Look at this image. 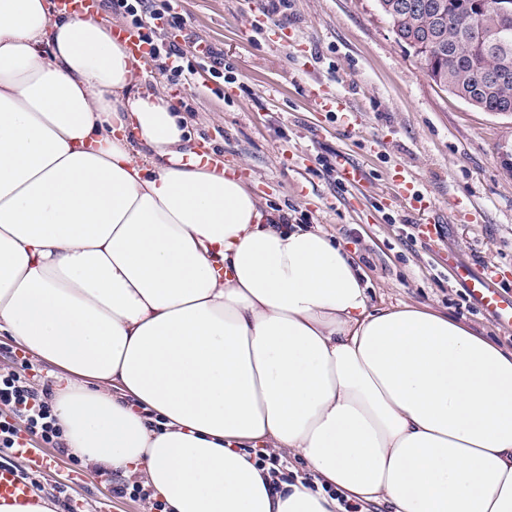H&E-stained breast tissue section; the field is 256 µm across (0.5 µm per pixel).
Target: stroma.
Returning a JSON list of instances; mask_svg holds the SVG:
<instances>
[{
  "label": "stroma",
  "mask_w": 512,
  "mask_h": 512,
  "mask_svg": "<svg viewBox=\"0 0 512 512\" xmlns=\"http://www.w3.org/2000/svg\"><path fill=\"white\" fill-rule=\"evenodd\" d=\"M180 9L183 49L199 37L224 52L223 78L199 71L183 95L203 149L237 167L262 203L322 225L355 254L375 304L427 306L511 350L512 331L468 299L448 255L512 290V170L500 162L512 115L438 88L377 0H182ZM313 86L346 110L319 109ZM339 151L363 168L361 191L323 169ZM413 193L432 200L441 236L420 234L405 202ZM24 360L33 388L53 383L55 367L0 336V374ZM44 451L52 463L32 472V490L64 512H149L79 459Z\"/></svg>",
  "instance_id": "1"
}]
</instances>
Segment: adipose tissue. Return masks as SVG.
<instances>
[{"label":"adipose tissue","instance_id":"adipose-tissue-1","mask_svg":"<svg viewBox=\"0 0 512 512\" xmlns=\"http://www.w3.org/2000/svg\"><path fill=\"white\" fill-rule=\"evenodd\" d=\"M136 65L100 14L0 0V335L58 369L72 454L167 512H512V350L374 304ZM247 443L312 487L271 485Z\"/></svg>","mask_w":512,"mask_h":512}]
</instances>
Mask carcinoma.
Listing matches in <instances>:
<instances>
[{
	"label": "carcinoma",
	"mask_w": 512,
	"mask_h": 512,
	"mask_svg": "<svg viewBox=\"0 0 512 512\" xmlns=\"http://www.w3.org/2000/svg\"><path fill=\"white\" fill-rule=\"evenodd\" d=\"M447 16L442 26L430 21L427 10L399 24L403 33L429 40L431 54L420 55L425 66L440 76L438 87L461 85L483 112H512V77L501 82L491 78L503 57L512 61V13L488 12L470 17L472 0H440Z\"/></svg>",
	"instance_id": "cac0c4a2"
}]
</instances>
